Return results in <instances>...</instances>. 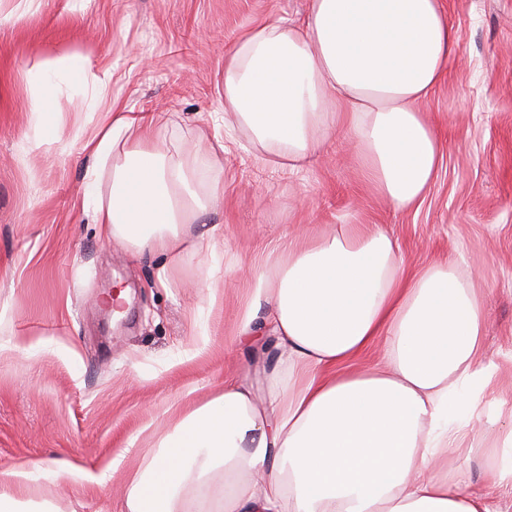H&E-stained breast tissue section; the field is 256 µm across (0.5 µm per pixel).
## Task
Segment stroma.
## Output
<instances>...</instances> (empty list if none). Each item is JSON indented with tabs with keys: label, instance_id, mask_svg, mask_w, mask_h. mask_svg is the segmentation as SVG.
I'll return each instance as SVG.
<instances>
[{
	"label": "stroma",
	"instance_id": "35a3bbf8",
	"mask_svg": "<svg viewBox=\"0 0 512 512\" xmlns=\"http://www.w3.org/2000/svg\"><path fill=\"white\" fill-rule=\"evenodd\" d=\"M443 6L456 51L422 107L441 140L438 173L418 205L399 210L366 180L345 135L293 174L246 130L224 127L225 49L256 24L304 19L310 0H0V469L41 465L7 489L28 512H126L122 496L53 471L112 461L123 478L152 459L175 404L205 403L241 365L271 368L269 353L229 332L247 269L306 226L380 228L408 271L453 257L460 273H478L497 395L512 405V0ZM71 51L111 69L114 107L165 115L161 147L185 158L200 190L224 183L223 207L203 217L223 235L172 264L166 287L154 285L160 258L104 242L81 212L93 101L59 84L47 119L62 135L31 144L30 69ZM495 445L478 422L457 451L473 486Z\"/></svg>",
	"mask_w": 512,
	"mask_h": 512
}]
</instances>
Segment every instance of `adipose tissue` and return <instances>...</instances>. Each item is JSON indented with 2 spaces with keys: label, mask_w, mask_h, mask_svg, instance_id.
<instances>
[{
  "label": "adipose tissue",
  "mask_w": 512,
  "mask_h": 512,
  "mask_svg": "<svg viewBox=\"0 0 512 512\" xmlns=\"http://www.w3.org/2000/svg\"><path fill=\"white\" fill-rule=\"evenodd\" d=\"M441 0H311L303 20L253 26L224 56V110L278 168L297 172L338 131L399 209L433 183L441 143L421 106L454 53ZM37 114L56 76L93 99L112 72L79 53L35 62ZM157 112L110 109L84 135L81 209L105 240L179 256L216 227L189 226L208 198L158 145ZM236 334L273 339L270 370L187 405L156 456L121 486L127 512H512V428L473 489L454 465L471 419L503 411L487 358L485 294L435 263L406 273L383 231H301L255 265ZM380 362L346 365L374 345Z\"/></svg>",
  "instance_id": "adipose-tissue-1"
}]
</instances>
